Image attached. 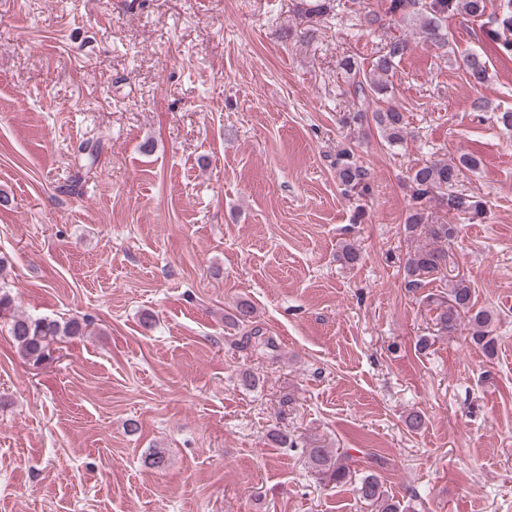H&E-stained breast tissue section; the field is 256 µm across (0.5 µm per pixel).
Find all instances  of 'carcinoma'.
<instances>
[{
	"mask_svg": "<svg viewBox=\"0 0 512 512\" xmlns=\"http://www.w3.org/2000/svg\"><path fill=\"white\" fill-rule=\"evenodd\" d=\"M339 4L336 0H300L298 11L310 17H325L333 13ZM487 10V0H386L385 15L370 11L364 16L363 26L371 30L381 24L387 16L393 21L412 22L422 34L425 42L439 48L449 45L445 23L451 16L482 18ZM493 28L489 35L497 41L499 50L512 54V0H499L498 11L489 16ZM411 43L404 38H396L387 45L385 53L379 55L369 72L360 69L351 56L340 62L341 69L351 79L354 97L360 107L344 117V123L359 124L366 118L370 103L384 102L389 92L388 77L402 58L410 52ZM462 74L466 83L472 87L484 85L489 79L486 60L476 52L466 54L462 59ZM372 120L381 137L388 144L401 142L406 134L407 120L399 107L390 105L372 111ZM478 160L462 155L457 160H436L412 168L407 175L411 207L407 210L404 230L414 235L419 230H427L431 238L448 241L457 237L459 230L455 224H430L425 203L432 199L446 205L448 212L469 215L473 218L481 215L484 205L481 201L455 190L464 171L477 167ZM336 181L348 197L364 199L371 194L370 173L367 168L354 160L349 150L336 154L333 163ZM447 265V253L444 249L419 247L409 253L404 266L407 287L413 288L428 277L436 275ZM435 321L440 331L452 333L460 325L461 319L468 318L471 340L488 356L494 355L498 341L492 326L493 314L484 309H475L473 291L469 283L461 278L448 293V299L435 298ZM0 318L9 320L8 332L19 348L22 356L38 366L52 359L50 345L59 336H81L86 324L77 319L63 323L44 318H30L13 311V302L6 293L0 294ZM307 457L313 468L327 481L343 484L351 479L348 464L349 456L336 454L328 448L306 449ZM360 499L375 507L376 512H400V503L389 497L382 480L374 473L365 475L356 486Z\"/></svg>",
	"mask_w": 512,
	"mask_h": 512,
	"instance_id": "cac0c4a2",
	"label": "carcinoma"
}]
</instances>
